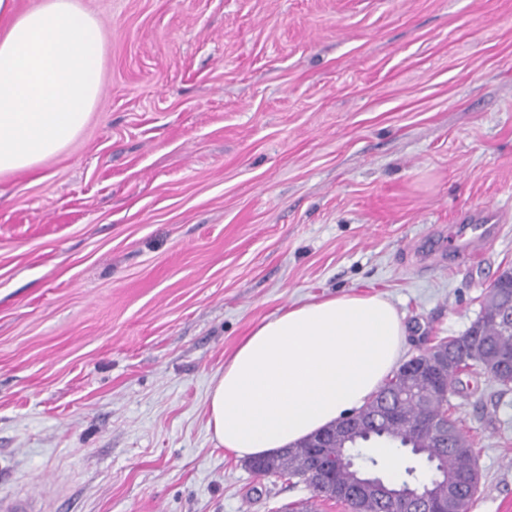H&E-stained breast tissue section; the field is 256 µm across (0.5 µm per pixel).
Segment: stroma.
<instances>
[{
  "label": "stroma",
  "instance_id": "35a3bbf8",
  "mask_svg": "<svg viewBox=\"0 0 512 512\" xmlns=\"http://www.w3.org/2000/svg\"><path fill=\"white\" fill-rule=\"evenodd\" d=\"M105 35L81 134L0 174V497L35 512H276L207 397L288 307L386 297L405 358L512 269V0H76ZM498 217L473 261L451 225ZM450 411L512 512V387Z\"/></svg>",
  "mask_w": 512,
  "mask_h": 512
}]
</instances>
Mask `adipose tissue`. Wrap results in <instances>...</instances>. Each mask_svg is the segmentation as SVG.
<instances>
[{"mask_svg":"<svg viewBox=\"0 0 512 512\" xmlns=\"http://www.w3.org/2000/svg\"><path fill=\"white\" fill-rule=\"evenodd\" d=\"M100 23L74 0H0V173L66 149L103 83ZM406 326L380 295L290 307L251 329L209 394L208 427L239 459L272 454L359 410L396 367Z\"/></svg>","mask_w":512,"mask_h":512,"instance_id":"adipose-tissue-1","label":"adipose tissue"}]
</instances>
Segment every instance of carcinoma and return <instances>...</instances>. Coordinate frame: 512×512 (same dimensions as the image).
<instances>
[{
	"label": "carcinoma",
	"mask_w": 512,
	"mask_h": 512,
	"mask_svg": "<svg viewBox=\"0 0 512 512\" xmlns=\"http://www.w3.org/2000/svg\"><path fill=\"white\" fill-rule=\"evenodd\" d=\"M512 311V281L504 283L495 280L486 294V301L479 317L471 324L465 335L471 337L467 349L448 362L443 369L444 375L439 382L427 385L425 382L410 381L404 367H399L379 391L359 410V414H372L381 409L384 399L391 397L398 405L399 418L394 424H379L371 430L367 440H356L355 444L344 450L340 448L324 449L321 460L331 467L336 483L347 485L352 474L345 468L336 466L340 455H352L362 459L369 468L376 469L379 462L374 457L363 455L357 447L365 442L374 445H387L398 450L405 460L403 484H411L414 489L423 491L435 484L440 474L448 476V482L441 488H451L465 499L464 507L471 509L476 501L480 482L469 484L461 479L463 475L479 472L473 446L448 449L423 448L418 435L420 421L435 414L449 413V397L454 393L453 380L463 371L477 369L485 361L488 352L494 349L512 350V328L505 322L503 315ZM311 448L304 441L286 449L283 456L266 461L257 459L252 471L261 476H277L296 479L310 491V497L286 505L288 512H317L318 503L333 499L329 489L314 483L308 475ZM348 512H396L392 503L371 499L357 506L346 498L339 499Z\"/></svg>",
	"instance_id": "cac0c4a2"
}]
</instances>
